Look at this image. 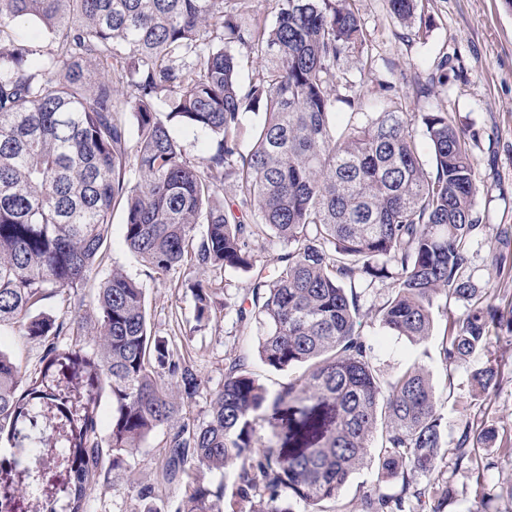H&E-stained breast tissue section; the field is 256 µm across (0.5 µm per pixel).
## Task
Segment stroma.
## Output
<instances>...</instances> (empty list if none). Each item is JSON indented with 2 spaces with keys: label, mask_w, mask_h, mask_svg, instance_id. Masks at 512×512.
Wrapping results in <instances>:
<instances>
[{
  "label": "stroma",
  "mask_w": 512,
  "mask_h": 512,
  "mask_svg": "<svg viewBox=\"0 0 512 512\" xmlns=\"http://www.w3.org/2000/svg\"><path fill=\"white\" fill-rule=\"evenodd\" d=\"M361 23L367 33L372 54L369 69H362L358 56H350L344 67L349 85L338 87L339 103L333 123L345 124L351 109L345 98L361 91L373 112L405 104L408 112H445L465 129L470 142L479 191L474 209L487 230L481 252L512 251L501 228L512 229V9L504 0H421L416 21L427 25L426 39L419 40L409 31L393 24L386 12L385 0H358ZM454 59L455 69L444 84L429 97H416L413 78H427L441 56ZM124 212L115 208L104 258L88 277L81 293L82 315L94 316L99 283L112 269H121L143 285L146 293L147 322L152 335L168 339L178 354L194 364L203 385L192 404L194 415H204L212 393L224 383L227 358L248 352L251 369L277 394L295 375L294 370L276 371L256 358L255 324L240 323L237 308L247 297L253 272L224 269L214 275L215 306L209 319L196 318L195 300L190 289L202 274L191 263H183L166 274L150 270L130 251L123 237ZM474 276L478 282L505 290L500 300L498 323L492 324V343L482 354L447 371L440 354L441 341L450 319L462 317L463 305H447L438 298L431 336L411 342L379 331L375 315L386 302L390 290L379 283L361 293L359 332L372 347V362L379 373L392 377L410 365L422 367L430 376L441 403V412L449 439H456L470 422L484 420L496 427L500 438H512V332L506 323L512 319V262L495 267L477 262ZM490 366L499 373V384L481 396H473L470 374ZM45 449L12 448L0 444V499L11 498L13 512H29L33 497L28 494L27 470ZM487 467L482 476L444 467L445 478L455 493L446 512H512V457L495 449L480 451ZM165 460L161 434L150 436L130 458L120 465L104 461L102 473L89 494L86 512H137V492L147 488L160 512H174L190 482L189 477L169 483L163 480ZM395 484L381 480L376 466H367L351 476L328 512H354L360 499L369 492H393Z\"/></svg>",
  "instance_id": "1"
}]
</instances>
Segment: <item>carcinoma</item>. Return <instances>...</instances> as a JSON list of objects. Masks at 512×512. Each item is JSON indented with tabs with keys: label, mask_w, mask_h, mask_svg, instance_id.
Here are the masks:
<instances>
[{
	"label": "carcinoma",
	"mask_w": 512,
	"mask_h": 512,
	"mask_svg": "<svg viewBox=\"0 0 512 512\" xmlns=\"http://www.w3.org/2000/svg\"><path fill=\"white\" fill-rule=\"evenodd\" d=\"M250 2L0 0V330L16 325L43 345L31 372L0 349V437L65 448L67 512H86L105 458L124 461L159 430L164 479L198 473L175 512H224L226 483L204 480L205 470L231 478V496L259 498L253 512H295L285 493L326 512L368 465L398 489L365 495L356 512H444L453 488L440 476L439 400L419 366L392 380L376 373L357 331L356 285L389 282L378 326L411 342L431 336L438 296L462 303L442 341L450 371L488 348L497 308L493 289L474 278L486 225L474 211L467 134L446 112L415 116L401 104L365 112L357 92L345 99L357 119L336 132L329 115L344 61L372 60L356 0H275L269 28L244 24ZM386 4L391 19L413 27L417 0ZM21 20L33 21L49 48L19 38ZM232 43L256 63L246 84ZM452 68L442 56L415 82L416 96L430 95ZM259 108L265 121L244 155L240 113ZM174 122L208 134L215 150L187 158ZM120 204L126 245L156 274L187 259L202 270L248 271L253 242L269 232L286 241L276 275L254 276L238 320L255 323L265 365L302 372L272 398L246 356L230 357L197 419L190 407L202 378L148 331L139 283L112 270L87 325L78 288ZM62 291L70 316L40 310ZM194 297L197 320L209 318L212 288L199 281ZM497 384L492 367L470 374L475 396ZM265 408L276 438L269 446L256 429ZM494 447L512 456L494 426L468 425L451 449L454 467L478 471L479 449Z\"/></svg>",
	"instance_id": "obj_1"
}]
</instances>
